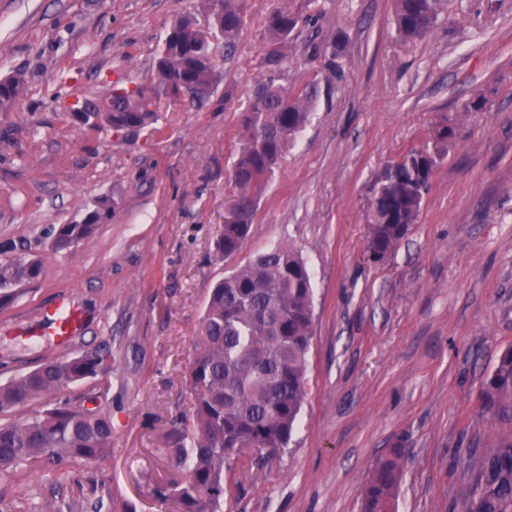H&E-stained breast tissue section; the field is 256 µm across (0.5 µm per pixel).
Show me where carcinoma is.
<instances>
[{
	"label": "carcinoma",
	"instance_id": "1",
	"mask_svg": "<svg viewBox=\"0 0 512 512\" xmlns=\"http://www.w3.org/2000/svg\"><path fill=\"white\" fill-rule=\"evenodd\" d=\"M441 0H395L396 28L406 42L422 39L439 18ZM311 12H277L268 21L271 48L251 102L240 111L242 148L231 181L234 223H224L216 254L231 257L244 247L258 198L274 175L290 141L309 117L314 90L296 93L281 83L288 45L301 28L315 23L324 7ZM245 0H222L221 12L205 27L191 17L166 32L147 85L115 81L111 95L86 111L76 102L71 115L100 132H135L157 120L161 99L178 91L205 104L219 80L217 51L231 52ZM325 67L342 73L339 40L314 47ZM25 91L22 76L0 80V112L12 110ZM454 128L441 125L426 150L409 151L389 166L372 189L367 207L370 259L380 262L398 248L415 223L431 188L434 168L448 152ZM112 217V200L101 198L78 222L61 224L55 240L66 247L91 241L99 224ZM41 266L23 258L0 259V305L10 288L39 276ZM313 275L300 253L277 246L257 254L212 288L201 328L194 338L186 384L189 410L180 417L173 452L184 475L156 490L178 501L181 512H224L226 478L235 460L257 464L288 449L308 395L307 355L314 324ZM108 347L43 363L0 384V412L23 410L63 388L97 377L110 367ZM483 418L512 423V348L504 350L480 390ZM112 452V420L89 396L84 403H59L43 413L0 425V474L25 463L57 470L71 458L98 464ZM402 442L371 466L360 512H395L402 474ZM469 512H512V427L500 429L485 449L474 479Z\"/></svg>",
	"mask_w": 512,
	"mask_h": 512
}]
</instances>
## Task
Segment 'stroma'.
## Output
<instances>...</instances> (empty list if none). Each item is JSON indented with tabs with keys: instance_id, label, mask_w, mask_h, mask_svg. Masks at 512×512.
Segmentation results:
<instances>
[{
	"instance_id": "obj_1",
	"label": "stroma",
	"mask_w": 512,
	"mask_h": 512,
	"mask_svg": "<svg viewBox=\"0 0 512 512\" xmlns=\"http://www.w3.org/2000/svg\"><path fill=\"white\" fill-rule=\"evenodd\" d=\"M197 0H0V78L27 91L0 112V258L42 272L0 307V383L108 344L111 369L63 389L98 395L112 455L0 476V512H176L155 495L182 470L171 438L189 403L193 339L211 289L259 252L296 248L313 274L308 397L288 452L236 469L224 512H358L370 465L404 448L397 512H468L493 425L478 393L512 347V0H448L403 43L393 0H326L288 55L283 83L316 87L310 121L266 186L249 238L218 259L234 198L238 115L264 72L269 17L303 0H246L223 80L204 106L161 108L135 133L97 132L68 108L112 83L148 81L166 29ZM345 42L342 76L311 56ZM483 109L465 111L474 97ZM448 124L416 224L375 263L366 210L386 167ZM103 197L94 239L55 251L53 230ZM76 296L94 319L66 347L31 336L42 310Z\"/></svg>"
}]
</instances>
